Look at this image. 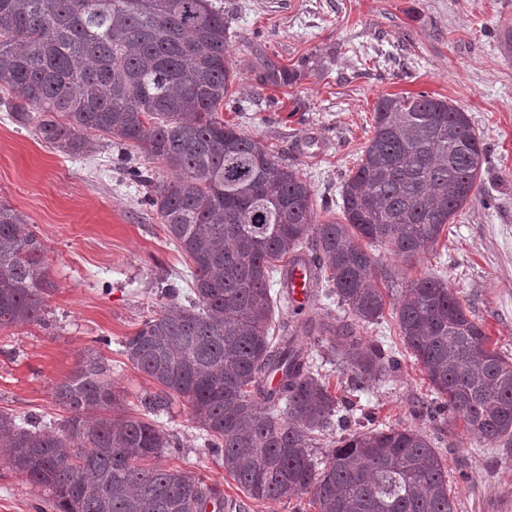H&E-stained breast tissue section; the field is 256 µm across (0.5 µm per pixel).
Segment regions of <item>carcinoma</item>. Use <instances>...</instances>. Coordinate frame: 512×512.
Masks as SVG:
<instances>
[{"label":"carcinoma","instance_id":"cac0c4a2","mask_svg":"<svg viewBox=\"0 0 512 512\" xmlns=\"http://www.w3.org/2000/svg\"><path fill=\"white\" fill-rule=\"evenodd\" d=\"M238 78L222 0H0V104L68 155L92 140L134 147L172 173L138 167L143 204L193 266V297L144 320L123 354L157 391L126 413L102 358L56 386V423L0 414V459L42 488L53 512H224L215 484L149 464L180 447L151 419L184 400L207 449L254 500L311 495L317 512H455L448 470L420 429L351 428L356 405L330 387L384 382L400 351L363 345L387 300L405 352L434 398L418 414L460 417L494 447L512 446V357L468 315L448 282L391 274L362 247L407 261L437 243L482 188L486 147L465 109L426 92L375 104L373 136L340 179L342 221L315 223L312 189L219 112ZM45 247L0 203V329L42 320L52 288ZM307 255L326 312L274 329L271 286ZM309 342L303 344L299 335ZM329 449L318 457L324 436Z\"/></svg>","mask_w":512,"mask_h":512}]
</instances>
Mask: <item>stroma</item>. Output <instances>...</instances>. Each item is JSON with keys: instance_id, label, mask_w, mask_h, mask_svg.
<instances>
[{"instance_id": "1", "label": "stroma", "mask_w": 512, "mask_h": 512, "mask_svg": "<svg viewBox=\"0 0 512 512\" xmlns=\"http://www.w3.org/2000/svg\"><path fill=\"white\" fill-rule=\"evenodd\" d=\"M230 56L239 77L226 123L256 137L313 190L317 221L340 219V179L373 135V106L386 94L429 91L465 109L487 149L483 186L434 248L403 261L373 246L397 280L447 281L498 349L512 355V0H223ZM275 65L296 71L289 85L261 84ZM166 177L161 164L97 143L66 155L0 107V202L20 211L45 244L53 288L41 322L0 330V413L46 422L66 418L53 397L79 361L96 352L112 368L121 404L137 412L154 383L121 344L166 306L167 285L188 293L186 260L127 165ZM339 394L372 409L375 426L418 428L412 406L428 401V380L410 354L385 383ZM158 420L181 443L160 465L217 485L240 512H316L309 495L254 501L206 448L177 400ZM439 448L456 512H512V450L488 448L462 420L449 421ZM41 490L0 462V512H34Z\"/></svg>"}]
</instances>
